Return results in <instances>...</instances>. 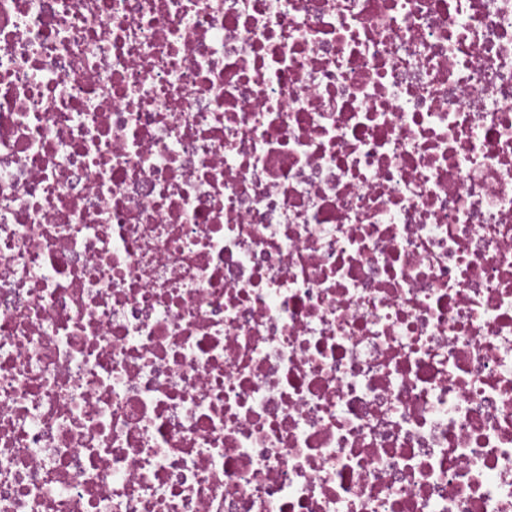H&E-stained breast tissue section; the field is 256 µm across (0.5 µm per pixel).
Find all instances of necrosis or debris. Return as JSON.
Instances as JSON below:
<instances>
[{
  "instance_id": "1",
  "label": "necrosis or debris",
  "mask_w": 512,
  "mask_h": 512,
  "mask_svg": "<svg viewBox=\"0 0 512 512\" xmlns=\"http://www.w3.org/2000/svg\"><path fill=\"white\" fill-rule=\"evenodd\" d=\"M0 512H512V0H0Z\"/></svg>"
}]
</instances>
